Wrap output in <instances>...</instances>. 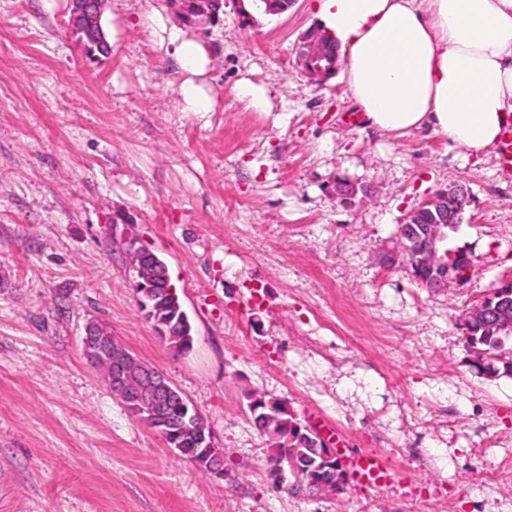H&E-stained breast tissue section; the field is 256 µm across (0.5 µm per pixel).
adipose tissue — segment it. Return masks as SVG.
Wrapping results in <instances>:
<instances>
[{
	"label": "adipose tissue",
	"instance_id": "1",
	"mask_svg": "<svg viewBox=\"0 0 512 512\" xmlns=\"http://www.w3.org/2000/svg\"><path fill=\"white\" fill-rule=\"evenodd\" d=\"M315 9L370 126L430 129L465 159L497 145L512 116V0H316ZM159 43L183 75V111H209L204 47L175 28Z\"/></svg>",
	"mask_w": 512,
	"mask_h": 512
}]
</instances>
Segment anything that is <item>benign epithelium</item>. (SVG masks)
Here are the masks:
<instances>
[{"mask_svg": "<svg viewBox=\"0 0 512 512\" xmlns=\"http://www.w3.org/2000/svg\"><path fill=\"white\" fill-rule=\"evenodd\" d=\"M104 6L105 0H72V29L77 31L98 22ZM298 61L305 74L318 83L331 79L338 69V58L330 53L323 33L317 27L309 29L302 37ZM333 194L340 204L352 206L356 200L369 197L371 188L359 181L343 179L336 182ZM470 202V192L455 185L421 203L408 215L404 231L398 234L394 247L387 254L388 266H409L408 244L417 241L416 263L426 267L440 265L441 275L435 282L440 285L446 282V262L438 259L445 239L444 228L460 223ZM83 351L92 364H98L102 358L108 360L104 373L112 392L150 427H162L164 433H169L170 405L177 401L184 405L186 401L162 372L141 360L125 345L106 336L96 322L86 327Z\"/></svg>", "mask_w": 512, "mask_h": 512, "instance_id": "1", "label": "benign epithelium"}]
</instances>
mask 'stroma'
Instances as JSON below:
<instances>
[{"label":"stroma","instance_id":"1","mask_svg":"<svg viewBox=\"0 0 512 512\" xmlns=\"http://www.w3.org/2000/svg\"><path fill=\"white\" fill-rule=\"evenodd\" d=\"M71 0H0V512H512V379L478 374L467 312L512 281V176L422 129L348 125L345 81L297 47L312 0L270 16L224 0L183 26L167 0H107V58L68 26ZM252 17L243 20L242 9ZM206 49L207 112L151 23ZM262 88L257 109L243 83ZM370 185L345 208L328 188ZM473 197L451 246L469 278L438 291L381 255L437 190ZM163 260L193 328L177 353L138 305L132 248ZM106 324L204 415L212 479L128 411L83 355ZM285 402L398 471L379 489L275 482L249 404Z\"/></svg>","mask_w":512,"mask_h":512}]
</instances>
